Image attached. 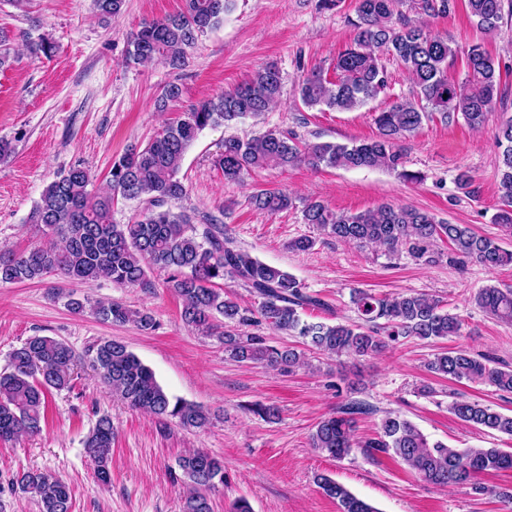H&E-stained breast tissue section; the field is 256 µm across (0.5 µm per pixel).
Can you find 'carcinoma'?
<instances>
[{"label": "carcinoma", "instance_id": "carcinoma-1", "mask_svg": "<svg viewBox=\"0 0 512 512\" xmlns=\"http://www.w3.org/2000/svg\"><path fill=\"white\" fill-rule=\"evenodd\" d=\"M125 0H94L99 17L107 22L122 12ZM234 0H182L181 8L161 18L147 20L131 33L126 60L149 66L161 60L173 69L188 62L198 38L224 21ZM477 25L487 33L501 27L504 15H512V0H466ZM425 17L446 16L455 0H357L356 35L339 52L333 75L320 68L304 74L296 86L302 104L350 111L373 100L386 87L381 55L395 59L413 85V99L396 101L375 113L377 135L369 141L332 143L295 140L289 134L267 130L247 139L224 138L215 164L227 181H240L250 173L268 168L288 170L305 165L325 167L383 168L410 183L423 180L419 172L405 169L401 142L414 135L423 122L434 117L448 124L460 120L481 127L496 107L500 95V67L480 44L465 49L432 34L427 25L402 12L403 6ZM466 60V77L457 82L448 70L459 55ZM283 88L280 70L267 65L242 85L190 105L178 119L164 125L144 144L136 143L114 159L106 187L90 189L93 176L84 167L72 166L56 174L44 188L26 223L38 227L47 243L24 252L0 249V282L22 283L58 277L71 281L108 280L138 288L154 289L148 270L169 273L168 287L181 298L183 324L205 336L224 339V352L242 364H260L292 372L303 364L295 346L270 345L243 328L265 324L296 336L302 344L325 355L365 357L384 350L398 338L434 341L461 335L462 321L441 309L440 301L422 293L377 296L363 289L351 292L358 320L352 323L305 322L300 311L327 304L306 291L292 274L268 265L249 252L233 246L221 224H207L202 233L184 212L169 205L187 194L178 177L186 149L208 126L236 124L257 117L278 102ZM183 96L177 83L163 87L155 109L163 112ZM501 206L493 222L512 234V119L498 135ZM141 200L146 207L129 224L112 223L116 197ZM256 209L276 213L294 206L288 192L261 189L251 196ZM303 221L314 224L338 240L360 246L380 245L390 251L403 248L416 259H431L438 240L449 244L448 262H477L494 269L512 264V252L493 239L476 233L467 224H452L408 205L382 204L357 213H338L318 200L306 202ZM238 280L260 298L254 310L241 308L224 297L219 282ZM475 303L485 312L512 322V289L488 286L480 289ZM94 313L116 324L132 322L145 332L157 328L147 310L99 300ZM89 363L112 392L130 407L174 421L191 429L205 426L208 414L197 404L167 394L152 370L116 339L97 342L88 350ZM79 356L66 342L49 336H31L13 350L9 370L0 372V440H17L42 431L47 395L52 389L71 387ZM429 372L450 381L489 385L512 393V367L491 365L458 347L434 354ZM453 414L466 425L486 433L512 436V414L477 401L456 400ZM369 413L363 403L350 400L324 417L311 436L312 447L342 459L355 448L370 454L383 453L407 466L424 483L438 487L472 485L486 488L477 479L486 473L512 470V451L495 447L453 448L432 442L411 421L386 415L379 436L357 441V418ZM113 439L112 420L98 419L86 439L88 456L97 465L101 481L109 479L108 463ZM191 489L181 512H213L209 491L224 482V462L202 449L188 451L179 460ZM16 483L33 499L39 512H72V495L61 477L38 470L18 474ZM322 493L335 500L340 512H378L335 479L320 475Z\"/></svg>", "mask_w": 512, "mask_h": 512}]
</instances>
